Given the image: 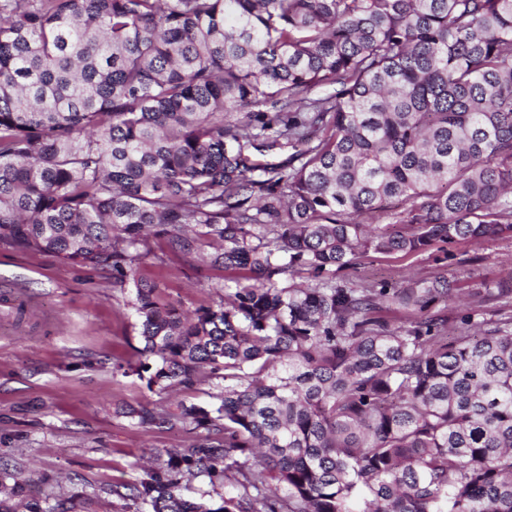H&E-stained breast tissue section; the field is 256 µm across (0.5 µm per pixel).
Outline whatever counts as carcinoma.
<instances>
[{
  "label": "carcinoma",
  "mask_w": 512,
  "mask_h": 512,
  "mask_svg": "<svg viewBox=\"0 0 512 512\" xmlns=\"http://www.w3.org/2000/svg\"><path fill=\"white\" fill-rule=\"evenodd\" d=\"M156 237L217 299L137 277ZM507 237L512 0H0V241L112 269L123 375L224 381L125 411L196 439L120 512H512V318L450 337L445 273L347 275ZM27 484L0 463V512ZM442 254L434 252L425 253L418 257L402 258L400 256H386L370 254L363 264L356 269L348 271L349 277L357 282L379 285L383 282L394 283L412 276L425 275L437 266L434 258Z\"/></svg>",
  "instance_id": "cac0c4a2"
}]
</instances>
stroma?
I'll use <instances>...</instances> for the list:
<instances>
[{"label": "stroma", "mask_w": 512, "mask_h": 512, "mask_svg": "<svg viewBox=\"0 0 512 512\" xmlns=\"http://www.w3.org/2000/svg\"><path fill=\"white\" fill-rule=\"evenodd\" d=\"M138 275L160 285L183 308L207 304L224 272L194 256L167 254L152 240ZM433 254L403 258L369 255L350 278L394 283L433 271ZM447 273L458 277L463 301L450 314L512 316L471 303L479 289L512 277V238L458 243L448 249ZM130 292L112 283L108 268L68 263L51 252L22 251L0 242V461L23 476L50 477L83 488L86 502L75 512H118L103 488L130 483L160 448H187L193 434L147 431L131 425L122 407H157L183 401L214 402L221 388L206 383L157 394L114 364L136 363L142 346L129 305Z\"/></svg>", "instance_id": "1"}]
</instances>
